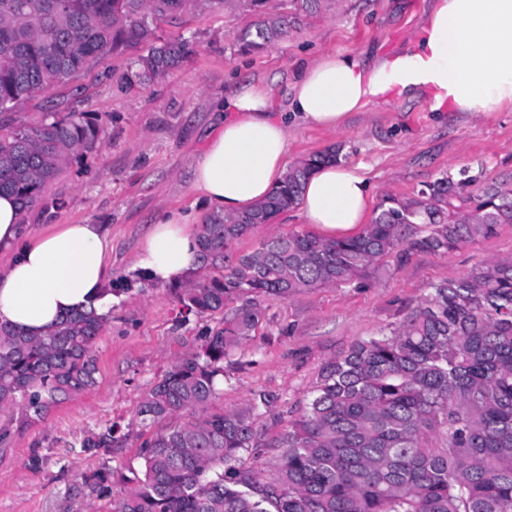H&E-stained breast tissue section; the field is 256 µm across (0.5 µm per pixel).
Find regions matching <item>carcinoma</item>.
Returning a JSON list of instances; mask_svg holds the SVG:
<instances>
[{"label":"carcinoma","instance_id":"cac0c4a2","mask_svg":"<svg viewBox=\"0 0 512 512\" xmlns=\"http://www.w3.org/2000/svg\"><path fill=\"white\" fill-rule=\"evenodd\" d=\"M227 0H0V112L85 71L110 51L144 45L128 68L140 82L177 68L185 39L155 36L163 22ZM239 35L262 50L300 24L299 12L323 0H294L296 12L260 11ZM84 114L48 112L36 127L0 140V192L26 212L48 182L100 142ZM339 161L329 148L295 162L253 209L211 212L199 225L200 266L169 284L184 317L222 313L198 350L177 359L142 399L149 427L184 412L140 445L142 467L127 476L102 463L71 494L106 502V512H512V258L499 259L434 288L430 300L381 337L355 343L325 364L312 399L288 421L271 470H241L240 455L260 447L244 412L213 409L224 358L250 339L267 298L286 299L330 284L361 282L383 258L413 251L444 255L476 236L512 224V184L468 187L461 172L410 199L389 197L351 239L307 232L272 237L224 264V251L253 226L297 206L308 176ZM108 317L76 311L42 336L0 326V458L12 429L96 383L93 346ZM126 439L112 424L80 441L83 451L112 453ZM119 496H114L115 488Z\"/></svg>","mask_w":512,"mask_h":512}]
</instances>
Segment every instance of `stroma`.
Segmentation results:
<instances>
[{
  "mask_svg": "<svg viewBox=\"0 0 512 512\" xmlns=\"http://www.w3.org/2000/svg\"><path fill=\"white\" fill-rule=\"evenodd\" d=\"M432 0H326L302 16L297 29L273 47L241 51L237 37L255 16L245 0H226L202 14L164 26L163 37H184L191 53L162 78L127 86L123 75L135 49L104 55L75 83L34 95L0 114V135L40 124L44 113L77 112L98 119L101 142L72 161L46 185L39 205L22 218L28 231L47 233L64 224L103 225L110 241L113 277L132 288L112 307L93 355L96 384L56 405L48 416L16 433L0 458V512H80L69 489L101 456L83 452L80 440L120 423L126 440L113 448L112 468H140L137 416L144 394L178 358L197 349L216 317L182 321L180 305L165 286L141 280L134 270L144 238L163 210L209 209L191 187V163L206 145L214 104L241 82L269 86L274 110L286 108L299 72L311 59L345 53L364 62L405 49L423 26ZM290 161L336 148L347 164L367 168L375 203L412 198L426 184L460 170L482 172L485 185L512 182V106L487 114L433 112L424 96L393 98L351 113L337 129L303 124L289 128ZM298 209L255 226L226 252L228 260L278 235L308 231ZM499 258H512V224L476 237L445 255L415 251L407 262L383 260L362 283H339L264 302L262 324L224 360L216 407L250 412L264 447L241 456L243 469H269L276 440L291 415L310 398L321 368L355 342L399 326L431 295L435 285ZM274 403L252 410L254 393ZM41 463L30 468L28 458Z\"/></svg>",
  "mask_w": 512,
  "mask_h": 512,
  "instance_id": "obj_1",
  "label": "stroma"
}]
</instances>
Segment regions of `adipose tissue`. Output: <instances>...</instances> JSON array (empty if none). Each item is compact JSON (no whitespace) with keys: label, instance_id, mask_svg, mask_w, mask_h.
Wrapping results in <instances>:
<instances>
[{"label":"adipose tissue","instance_id":"1","mask_svg":"<svg viewBox=\"0 0 512 512\" xmlns=\"http://www.w3.org/2000/svg\"><path fill=\"white\" fill-rule=\"evenodd\" d=\"M430 93L434 112L488 113L512 105V0H434L426 25L404 51L372 65L334 53L297 79L288 109L274 113L269 87L239 83L224 97L226 117L192 166V188L214 211L236 214L263 200L288 170L293 122L337 128L388 93ZM373 202L363 166L329 163L309 177L298 208L324 237L359 234ZM190 215L168 211L148 233L136 268L154 283L176 284L197 267ZM0 323L39 336L61 317L95 309L107 315L112 266L101 225L66 224L23 236L13 197L0 196Z\"/></svg>","mask_w":512,"mask_h":512}]
</instances>
